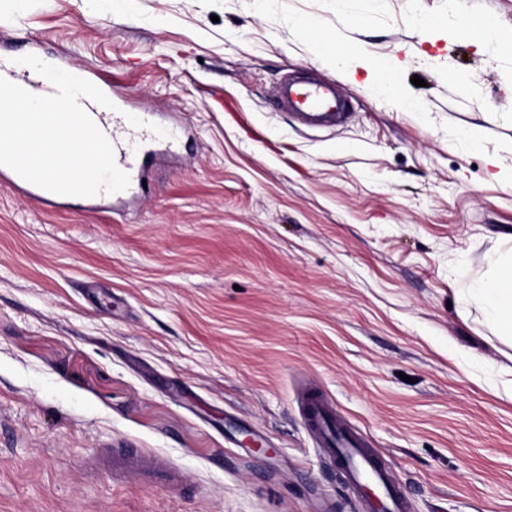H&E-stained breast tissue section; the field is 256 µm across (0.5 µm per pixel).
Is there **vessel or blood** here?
<instances>
[{"mask_svg": "<svg viewBox=\"0 0 512 512\" xmlns=\"http://www.w3.org/2000/svg\"><path fill=\"white\" fill-rule=\"evenodd\" d=\"M0 78L19 85L36 95L55 94V87L45 79H30L26 69L14 65L5 66L0 61ZM81 107L95 122L113 147L117 166L127 174H134L137 156H151L160 135L156 132L140 131V119L125 108L115 110L103 107L90 98H80ZM275 104L283 109H293L300 121L311 124L320 120L326 123L336 122L340 109L332 90L318 81H310L298 88L293 82H283L276 95ZM8 183L20 190L24 196L41 206L58 203L57 194L44 190L26 180L8 167L0 165V183ZM330 411L318 396H311L308 403V420L322 436L330 456L336 458L349 475L351 485L357 492L374 489L375 502L379 512H409V503L390 478L387 469L378 457L365 448L359 436L333 434L330 423ZM112 468L116 471L154 474L156 488H166L171 481L169 471L159 468L149 459L138 457L136 453L120 448L112 453Z\"/></svg>", "mask_w": 512, "mask_h": 512, "instance_id": "obj_1", "label": "vessel or blood"}]
</instances>
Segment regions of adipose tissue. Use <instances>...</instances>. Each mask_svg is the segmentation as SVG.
<instances>
[{
	"label": "adipose tissue",
	"instance_id": "adipose-tissue-1",
	"mask_svg": "<svg viewBox=\"0 0 512 512\" xmlns=\"http://www.w3.org/2000/svg\"><path fill=\"white\" fill-rule=\"evenodd\" d=\"M492 265L493 275L479 281L476 295L489 323L512 339V251L498 256Z\"/></svg>",
	"mask_w": 512,
	"mask_h": 512
}]
</instances>
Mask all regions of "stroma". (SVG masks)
Instances as JSON below:
<instances>
[{"label": "stroma", "instance_id": "obj_1", "mask_svg": "<svg viewBox=\"0 0 512 512\" xmlns=\"http://www.w3.org/2000/svg\"><path fill=\"white\" fill-rule=\"evenodd\" d=\"M489 18L512 40V0H0V54L176 132L95 211L0 185V512H370L301 383L409 512H512V345L473 298L512 230V51L463 34ZM356 50L400 99L335 64ZM290 73L348 122L275 109ZM120 442L185 483L91 468Z\"/></svg>", "mask_w": 512, "mask_h": 512}]
</instances>
